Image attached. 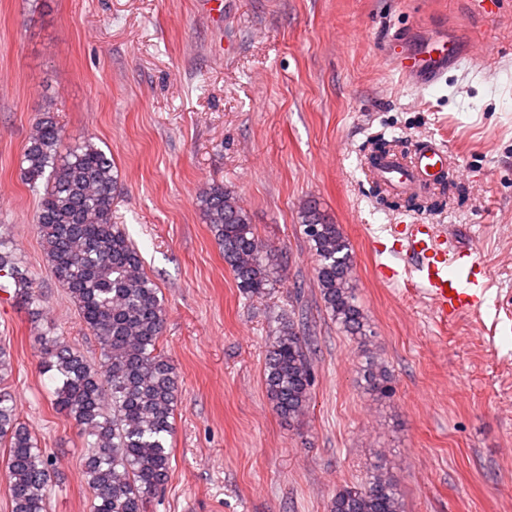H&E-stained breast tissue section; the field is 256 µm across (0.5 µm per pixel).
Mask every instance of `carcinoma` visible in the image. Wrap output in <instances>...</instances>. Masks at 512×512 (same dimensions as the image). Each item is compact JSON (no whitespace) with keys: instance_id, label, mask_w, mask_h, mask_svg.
Instances as JSON below:
<instances>
[{"instance_id":"carcinoma-1","label":"carcinoma","mask_w":512,"mask_h":512,"mask_svg":"<svg viewBox=\"0 0 512 512\" xmlns=\"http://www.w3.org/2000/svg\"><path fill=\"white\" fill-rule=\"evenodd\" d=\"M62 139L51 111L43 110L23 155V173L30 184L43 185L37 233L59 287L77 304L100 356L92 364L60 337L44 335L38 364L55 383L56 409L75 421L89 448L84 474L93 490L92 512H147L150 498L169 478L168 440L178 392L176 369L158 350L166 307L135 245L122 225L112 222L119 192L112 156L88 140L63 152ZM198 204L239 287L262 293L275 278L276 265L238 197L214 185L199 195ZM301 222L326 310L368 351V317L357 299L348 239L314 202L303 208ZM1 278L13 281L32 317L41 315L32 278L18 265L11 241L0 235ZM264 374L276 411L290 420L303 416L312 363L293 323L283 325L269 346ZM363 378L372 391L387 383L385 370L372 358ZM0 446L7 448L12 512H47L54 477L48 455L2 386ZM329 512H401V501L382 465L372 463L360 485L336 493Z\"/></svg>"}]
</instances>
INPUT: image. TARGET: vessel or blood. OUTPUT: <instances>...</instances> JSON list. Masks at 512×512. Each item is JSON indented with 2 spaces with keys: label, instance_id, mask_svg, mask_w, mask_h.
Segmentation results:
<instances>
[{
  "label": "vessel or blood",
  "instance_id": "vessel-or-blood-1",
  "mask_svg": "<svg viewBox=\"0 0 512 512\" xmlns=\"http://www.w3.org/2000/svg\"><path fill=\"white\" fill-rule=\"evenodd\" d=\"M462 62L455 44L439 38L422 53L399 56L397 67L410 78H438L448 67H460ZM447 162L446 148L430 141L408 156L391 152L380 157L371 174L390 191L427 196L437 186ZM395 243L408 258L407 272L416 274L428 304L440 319L452 322L464 315L479 314L482 294L461 284L462 278L483 272L471 251L449 248L447 234L434 224L404 225Z\"/></svg>",
  "mask_w": 512,
  "mask_h": 512
}]
</instances>
